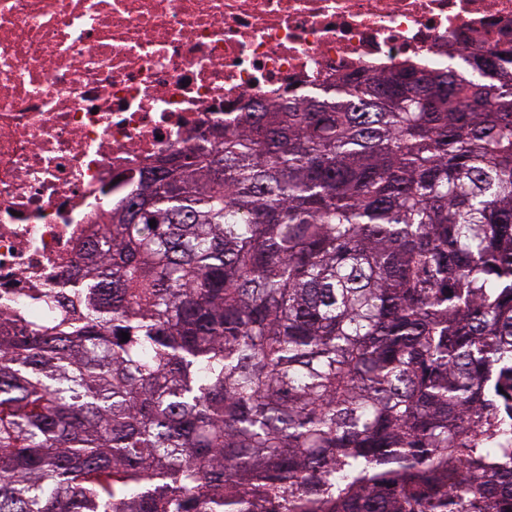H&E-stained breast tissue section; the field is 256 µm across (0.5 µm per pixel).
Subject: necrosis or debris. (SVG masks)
Here are the masks:
<instances>
[{
	"label": "necrosis or debris",
	"mask_w": 512,
	"mask_h": 512,
	"mask_svg": "<svg viewBox=\"0 0 512 512\" xmlns=\"http://www.w3.org/2000/svg\"><path fill=\"white\" fill-rule=\"evenodd\" d=\"M512 43V0H0V300L53 313L157 160L250 102Z\"/></svg>",
	"instance_id": "necrosis-or-debris-1"
}]
</instances>
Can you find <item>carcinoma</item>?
Listing matches in <instances>:
<instances>
[{
    "label": "carcinoma",
    "instance_id": "cac0c4a2",
    "mask_svg": "<svg viewBox=\"0 0 512 512\" xmlns=\"http://www.w3.org/2000/svg\"><path fill=\"white\" fill-rule=\"evenodd\" d=\"M68 291L0 330V512H512V48L248 105Z\"/></svg>",
    "mask_w": 512,
    "mask_h": 512
}]
</instances>
